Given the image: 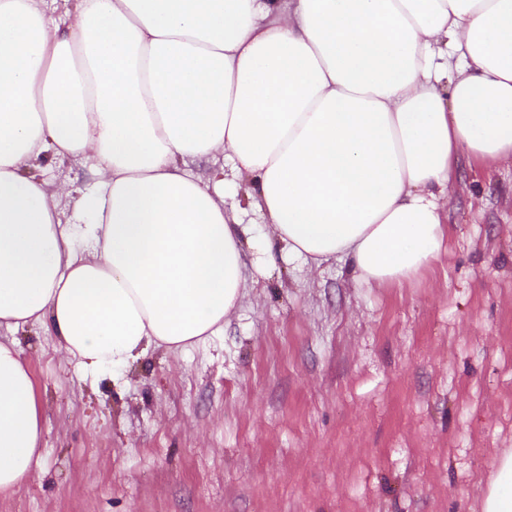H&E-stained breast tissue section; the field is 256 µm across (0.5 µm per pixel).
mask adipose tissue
Returning <instances> with one entry per match:
<instances>
[{
  "instance_id": "obj_1",
  "label": "adipose tissue",
  "mask_w": 512,
  "mask_h": 512,
  "mask_svg": "<svg viewBox=\"0 0 512 512\" xmlns=\"http://www.w3.org/2000/svg\"><path fill=\"white\" fill-rule=\"evenodd\" d=\"M463 154L512 164V0H0V328L94 377L221 332L250 252L403 284ZM47 157L94 178L48 181ZM43 418L0 339V493ZM482 512H512V454Z\"/></svg>"
}]
</instances>
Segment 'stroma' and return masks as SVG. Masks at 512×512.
Listing matches in <instances>:
<instances>
[{
    "instance_id": "obj_1",
    "label": "stroma",
    "mask_w": 512,
    "mask_h": 512,
    "mask_svg": "<svg viewBox=\"0 0 512 512\" xmlns=\"http://www.w3.org/2000/svg\"><path fill=\"white\" fill-rule=\"evenodd\" d=\"M431 271L249 263L224 330L83 378L16 333L41 458L0 512H482L512 450V165L460 157Z\"/></svg>"
}]
</instances>
